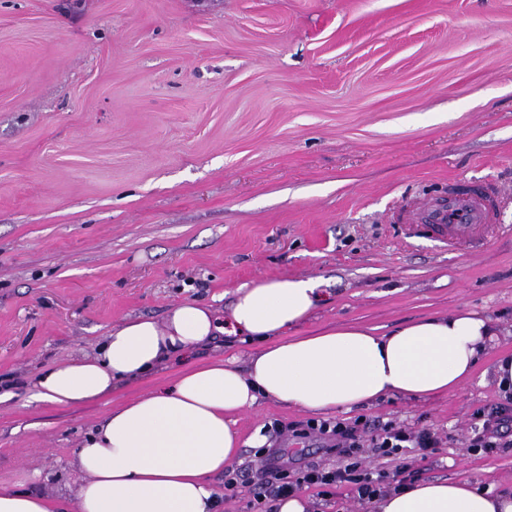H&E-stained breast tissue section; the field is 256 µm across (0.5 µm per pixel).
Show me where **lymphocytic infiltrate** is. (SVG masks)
<instances>
[{
	"label": "lymphocytic infiltrate",
	"instance_id": "obj_1",
	"mask_svg": "<svg viewBox=\"0 0 512 512\" xmlns=\"http://www.w3.org/2000/svg\"><path fill=\"white\" fill-rule=\"evenodd\" d=\"M276 434L324 442L329 451L341 458L340 466L328 470L315 464L289 470L279 450H268L260 473L249 477L252 495L251 512H264L268 499L297 492L301 488H318L320 495L333 496L342 487H353L358 497H369L386 486L387 477H402L407 466L398 464V457L408 449L427 450L437 447L439 438L431 429H412L396 421H381L364 417L354 419H309L296 423L276 420L271 424ZM469 449L490 453L496 448L512 447V407L499 404L494 409H477L474 423L466 437ZM395 461L393 474L374 473L364 468L366 454Z\"/></svg>",
	"mask_w": 512,
	"mask_h": 512
}]
</instances>
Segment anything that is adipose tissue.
<instances>
[{
	"label": "adipose tissue",
	"instance_id": "1",
	"mask_svg": "<svg viewBox=\"0 0 512 512\" xmlns=\"http://www.w3.org/2000/svg\"><path fill=\"white\" fill-rule=\"evenodd\" d=\"M324 299L321 279L261 278L236 288L225 316L182 300L160 321L121 320L92 352L38 373L31 401L82 405L172 360L184 364L170 385L112 406L76 449L78 512H219L215 479L239 452L238 416L259 399L317 415L445 395L473 377L498 334L492 317L461 309L389 331L345 325L288 338ZM219 333L258 341L246 368L187 363ZM0 512H57V503L22 469L12 486L0 485ZM365 512H512V489L464 475L418 480L371 497Z\"/></svg>",
	"mask_w": 512,
	"mask_h": 512
}]
</instances>
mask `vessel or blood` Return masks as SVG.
<instances>
[{"label": "vessel or blood", "mask_w": 512, "mask_h": 512, "mask_svg": "<svg viewBox=\"0 0 512 512\" xmlns=\"http://www.w3.org/2000/svg\"><path fill=\"white\" fill-rule=\"evenodd\" d=\"M399 216L405 223L423 226L443 244L482 241L494 222L495 203L485 185L452 186L415 209L400 208Z\"/></svg>", "instance_id": "b4317fda"}]
</instances>
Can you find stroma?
Returning a JSON list of instances; mask_svg holds the SVG:
<instances>
[{
	"label": "stroma",
	"instance_id": "1",
	"mask_svg": "<svg viewBox=\"0 0 512 512\" xmlns=\"http://www.w3.org/2000/svg\"><path fill=\"white\" fill-rule=\"evenodd\" d=\"M457 181L491 184L486 243L453 249L399 224V206ZM319 277L312 332L390 330L467 308L499 334L479 373L428 400L362 414L440 438L419 479L512 487V447L473 454L481 379L512 354V0H0V480L74 482L68 461L112 404L169 384L173 362L79 406L29 399L24 380L90 351L127 317L190 299L226 313L261 277ZM306 413L259 400L236 428L299 464L315 440L265 433Z\"/></svg>",
	"mask_w": 512,
	"mask_h": 512
}]
</instances>
